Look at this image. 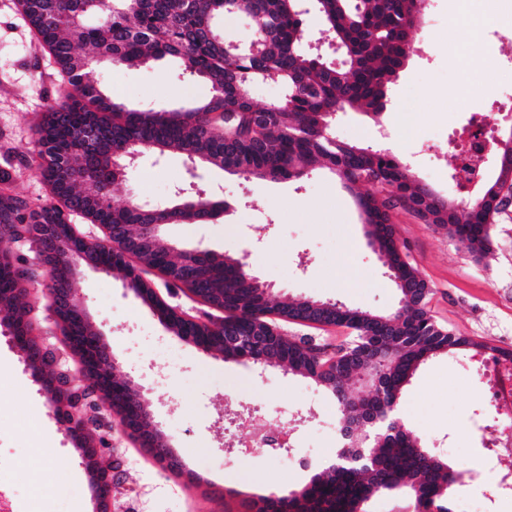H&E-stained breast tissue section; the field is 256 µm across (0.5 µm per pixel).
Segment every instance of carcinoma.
<instances>
[{
	"label": "carcinoma",
	"mask_w": 512,
	"mask_h": 512,
	"mask_svg": "<svg viewBox=\"0 0 512 512\" xmlns=\"http://www.w3.org/2000/svg\"><path fill=\"white\" fill-rule=\"evenodd\" d=\"M420 0H316L324 31L342 46L344 63L332 66L301 49L303 20L295 0H15L31 36L58 67L67 84L65 101L42 113L36 127L40 146L37 173L51 203L38 211L19 198L0 196V224L24 233L37 225L62 224L82 235L73 218L105 230L85 246L112 271L149 288L144 275H157L224 311V335L268 336L274 343L257 352L292 374L308 377L332 397L345 433L344 455L373 448L360 470L343 467L315 473L286 498L263 497L257 512H367L377 496L403 491L424 512H451L458 471L448 465L398 416L401 397L421 365L454 350L482 356L486 343L457 336L438 324L429 297L416 291L423 279L405 259L388 230L390 211L402 208L425 224H438L468 252L490 251L491 226L501 214L497 194L464 210L438 199L410 169L387 151L372 150L325 135L330 113L349 107L374 117L386 109L388 83L407 57L406 24ZM246 13L260 39L254 55L228 54L220 22ZM94 15L103 16L97 24ZM174 60L183 74L209 85L207 97L180 110L142 108L116 102L98 83L96 66L120 68L135 62ZM267 77L284 86L283 97L258 106L251 87ZM177 149L202 163L260 179H298L316 165L341 173L356 185L377 180L360 198L372 218L379 260L403 283L398 306L376 314L341 302L330 308L310 302L274 300L264 282L244 277V262L214 253L196 262L195 276L176 277L161 256L169 245L161 234L151 251L105 249L112 227L129 235L141 225L195 224L218 217L224 202L200 190L191 199L154 206L112 204L123 180L109 171L119 160L150 149ZM392 193L384 194L385 187ZM27 279L5 252L0 254V289L24 288ZM8 328L31 323V307H0ZM332 321L350 330L351 340L336 354L317 359L305 336H287L280 324ZM368 387L362 396L358 387Z\"/></svg>",
	"instance_id": "carcinoma-1"
}]
</instances>
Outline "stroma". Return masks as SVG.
Segmentation results:
<instances>
[{
  "label": "stroma",
  "instance_id": "stroma-1",
  "mask_svg": "<svg viewBox=\"0 0 512 512\" xmlns=\"http://www.w3.org/2000/svg\"><path fill=\"white\" fill-rule=\"evenodd\" d=\"M434 11H421L414 30L415 47L388 85V103L380 122L347 109L337 113V140L391 152L415 178L453 205L452 162L420 151L406 134L405 113H413L420 136L433 139L467 126L470 106L486 107L499 96L488 78L491 59L507 51L512 13L489 0H477L485 17L486 46L472 56L469 68L457 61L461 41H449L453 27L450 0H434ZM0 170L9 172L11 188L29 208L49 204L37 174L40 147L34 125L41 112L64 99V85L53 60L34 43L13 0H0ZM482 73L470 106L461 104L465 70ZM101 84L112 98L157 109L184 106L208 95L206 83L179 77L168 59L151 65L101 67ZM177 151L159 156L144 151L127 170L122 205L133 193L155 202L169 201L176 189L203 187L214 198L230 201L219 218L197 224H170L166 240L178 248L199 246L231 254L249 264L268 284L275 299L306 297L339 301L378 314L392 311L398 292L369 244L353 192L331 171L315 167L299 179H245L210 165L188 174ZM390 221L407 259L430 288L428 307L436 320L459 336L512 349V212L492 227L486 257L470 254L446 229L421 223L397 209ZM14 260L34 270L29 302L39 305L35 338L45 349L63 353L62 369L74 372L78 357L68 352L61 327L45 312L39 265L32 240H4ZM75 288L91 320L121 364V373L143 386L154 424L178 457L174 469L161 468L139 442L119 425L107 403L97 413L112 428V451L103 464H115L116 483L106 508L110 512H251L254 500L270 492L299 489L308 473L288 470L283 459L224 451V405L227 398L273 410L306 415L320 408L328 394L312 379L279 367L227 361L169 332L153 312L126 288L122 278L105 271L83 270ZM165 358L171 371L157 383L153 364ZM478 364L469 352L454 351L426 362L404 392L405 423L426 446L449 464L475 471L473 512H512V496L490 492L491 470L482 468L472 433L475 422L493 423L500 413L483 405L477 384ZM0 463L13 465L31 447L42 448L47 484L74 491L83 512H101L96 488L76 440L57 422L42 382L36 380L14 347L7 326H0Z\"/></svg>",
  "mask_w": 512,
  "mask_h": 512
}]
</instances>
